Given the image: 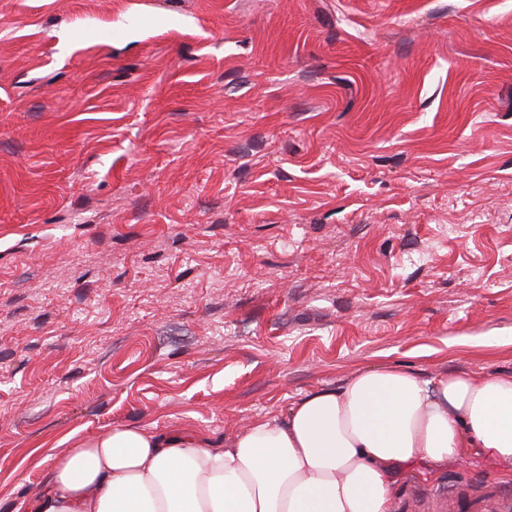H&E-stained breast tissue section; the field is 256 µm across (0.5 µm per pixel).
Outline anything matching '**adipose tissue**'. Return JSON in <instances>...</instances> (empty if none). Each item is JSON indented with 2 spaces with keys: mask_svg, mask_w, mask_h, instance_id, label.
<instances>
[{
  "mask_svg": "<svg viewBox=\"0 0 512 512\" xmlns=\"http://www.w3.org/2000/svg\"><path fill=\"white\" fill-rule=\"evenodd\" d=\"M473 455L512 483V374L365 368L219 442L137 426L80 440L14 512H390L399 467Z\"/></svg>",
  "mask_w": 512,
  "mask_h": 512,
  "instance_id": "1",
  "label": "adipose tissue"
}]
</instances>
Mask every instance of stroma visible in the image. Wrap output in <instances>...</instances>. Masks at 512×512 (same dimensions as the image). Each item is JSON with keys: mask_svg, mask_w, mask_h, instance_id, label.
Wrapping results in <instances>:
<instances>
[{"mask_svg": "<svg viewBox=\"0 0 512 512\" xmlns=\"http://www.w3.org/2000/svg\"><path fill=\"white\" fill-rule=\"evenodd\" d=\"M378 365L512 372V0H0V512L77 439Z\"/></svg>", "mask_w": 512, "mask_h": 512, "instance_id": "35a3bbf8", "label": "stroma"}]
</instances>
